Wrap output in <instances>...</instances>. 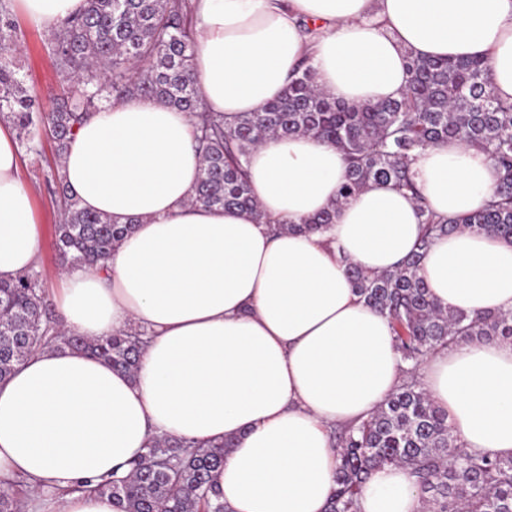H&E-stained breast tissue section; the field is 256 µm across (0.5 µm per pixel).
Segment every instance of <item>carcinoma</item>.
<instances>
[{
  "mask_svg": "<svg viewBox=\"0 0 512 512\" xmlns=\"http://www.w3.org/2000/svg\"><path fill=\"white\" fill-rule=\"evenodd\" d=\"M17 38L11 0H0V121L11 123L19 142L35 155L44 134L61 156L91 112L125 98L152 97L194 121L202 160L197 204L258 211L247 163L252 150L273 136L311 135L343 150L347 170L338 205L371 181H391L412 193L424 224L417 250L391 271L348 267L360 298L391 321L404 380L370 417L334 431L335 489L327 512H357L371 472L389 465L405 467L416 478L422 512H512V457L466 451L447 412L418 380L424 362L448 346L512 341V311L468 314L443 307L420 276L422 260L439 235L467 228L512 239V102L495 95L485 61L413 56L402 98L361 105L318 90L306 65L279 99L227 122L203 109L193 76L192 0H86L82 12L54 33L55 65L66 89L46 100L25 85L13 52ZM448 141L484 152L498 174L486 208L462 219L434 213L414 179L419 152ZM50 182L58 206L60 267L102 266L134 223L116 224L80 208L57 168ZM335 213L333 207L294 229L321 231ZM147 343V333L138 327L101 340L62 329L38 269L0 282V380L44 347L83 350L133 376ZM232 447L231 439L205 447L156 438L128 478L103 479L94 491L124 503L125 512H225L213 473L224 463V449ZM19 487L15 482L0 489V512H19Z\"/></svg>",
  "mask_w": 512,
  "mask_h": 512,
  "instance_id": "carcinoma-1",
  "label": "carcinoma"
}]
</instances>
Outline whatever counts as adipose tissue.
Returning <instances> with one entry per match:
<instances>
[{
    "label": "adipose tissue",
    "instance_id": "1",
    "mask_svg": "<svg viewBox=\"0 0 512 512\" xmlns=\"http://www.w3.org/2000/svg\"><path fill=\"white\" fill-rule=\"evenodd\" d=\"M14 6L51 28L85 0ZM194 18L203 106L228 119L281 97L305 55L319 89L349 103L399 98L411 52L484 59L496 95L512 100V0H194ZM21 165L15 131L2 122V280L40 257ZM200 166L190 115L153 98L92 113L69 140L60 171L81 207L136 225L103 270H64L59 318L89 339L139 326L150 340L133 379L85 352L45 349L0 382V480L24 482L22 512H124L82 486L126 477L161 435L234 439L215 473L227 512H325L332 426L367 419L399 385L389 320L363 302L346 269L381 273L410 256L422 234L415 200L372 181L337 203L345 155L309 135L252 151L255 215L193 203ZM414 171L445 216L486 207L497 181L487 156L458 142L423 151ZM332 206L325 232L289 230ZM420 274L451 309L512 310L510 240L468 229L437 237ZM419 377L468 452L512 456V341L440 350ZM359 510L421 512L409 471H374Z\"/></svg>",
    "mask_w": 512,
    "mask_h": 512
}]
</instances>
